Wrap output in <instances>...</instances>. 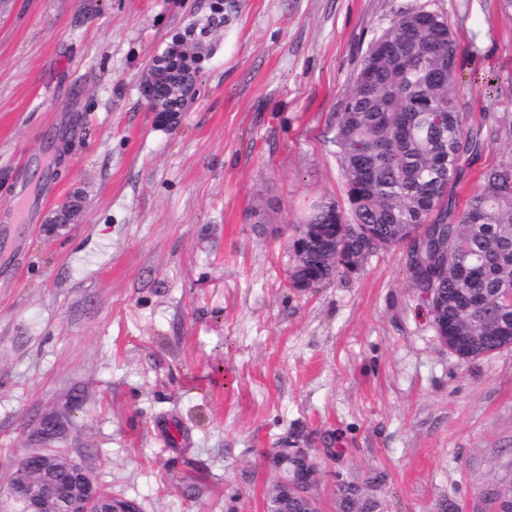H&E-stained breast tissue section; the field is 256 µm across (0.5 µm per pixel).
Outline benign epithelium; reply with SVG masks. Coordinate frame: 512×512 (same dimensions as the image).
I'll use <instances>...</instances> for the list:
<instances>
[{"label":"benign epithelium","instance_id":"1","mask_svg":"<svg viewBox=\"0 0 512 512\" xmlns=\"http://www.w3.org/2000/svg\"><path fill=\"white\" fill-rule=\"evenodd\" d=\"M85 208V198L75 192L58 203L44 224L42 233L48 239L67 235ZM81 468V464L52 449L26 453L12 466L6 484L4 497H0V512H45L46 504H55V512H139L135 502L112 497L103 498L93 478L83 472L80 482L67 487L58 485L48 475L61 467ZM39 471L47 479L36 488L31 475ZM280 484L289 487L310 505V512H320L319 503L313 494V475L295 476L290 480L280 478Z\"/></svg>","mask_w":512,"mask_h":512}]
</instances>
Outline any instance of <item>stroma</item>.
I'll return each mask as SVG.
<instances>
[{
	"label": "stroma",
	"mask_w": 512,
	"mask_h": 512,
	"mask_svg": "<svg viewBox=\"0 0 512 512\" xmlns=\"http://www.w3.org/2000/svg\"><path fill=\"white\" fill-rule=\"evenodd\" d=\"M209 3L9 0L0 15V490L44 446L143 512H264L285 442L315 464L324 512L346 485L378 512H494L512 483V349L448 351L403 247L311 290L287 277L309 208L344 199L330 139L369 43L399 11L444 15L456 99L491 127L512 123V18L500 0H240L201 44L194 99L160 123L149 63ZM474 71L499 74L497 94ZM54 134L70 151L14 227ZM511 157V137L487 139L458 206ZM74 191L82 223L46 240Z\"/></svg>",
	"instance_id": "obj_1"
}]
</instances>
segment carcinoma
Returning a JSON list of instances; mask_svg holds the SVG:
<instances>
[{"instance_id":"1","label":"carcinoma","mask_w":512,"mask_h":512,"mask_svg":"<svg viewBox=\"0 0 512 512\" xmlns=\"http://www.w3.org/2000/svg\"><path fill=\"white\" fill-rule=\"evenodd\" d=\"M238 0H211L203 21L189 24L144 80L160 116L184 110L185 89L199 72L201 38L228 26ZM458 49L446 18L421 8L402 11L370 44L337 113L330 142L345 178V204L322 200L305 219L314 228L293 269L321 286L353 273L365 258L397 246L414 261L430 239L434 262L411 274L428 311L448 320L449 347L471 361L512 346V160L483 173L463 211L455 189L485 145L484 126L456 101ZM342 512H375V500L341 488Z\"/></svg>"}]
</instances>
